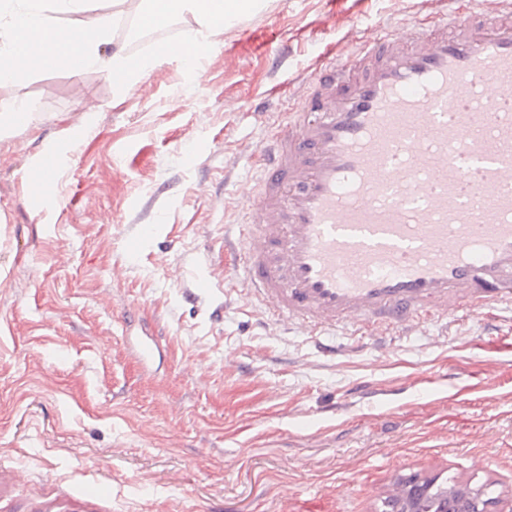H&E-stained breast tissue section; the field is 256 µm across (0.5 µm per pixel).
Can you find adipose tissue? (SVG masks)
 Returning a JSON list of instances; mask_svg holds the SVG:
<instances>
[{
    "instance_id": "1",
    "label": "adipose tissue",
    "mask_w": 512,
    "mask_h": 512,
    "mask_svg": "<svg viewBox=\"0 0 512 512\" xmlns=\"http://www.w3.org/2000/svg\"><path fill=\"white\" fill-rule=\"evenodd\" d=\"M263 6V0H139L136 19L139 27L148 29L192 15L197 25L186 31L185 40L203 50L209 46V35L259 12ZM69 13L79 14L77 27L93 30L92 39L75 40V27L65 26L61 20ZM113 23V15L102 12L94 0H19L11 10L0 9V84L19 76V68L11 61L27 55L34 56V67L39 71L96 69L123 74L127 84H134L157 60L152 57L134 63L119 49L103 57L99 46Z\"/></svg>"
}]
</instances>
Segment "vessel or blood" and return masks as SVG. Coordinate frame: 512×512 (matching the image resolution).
I'll return each instance as SVG.
<instances>
[{
	"mask_svg": "<svg viewBox=\"0 0 512 512\" xmlns=\"http://www.w3.org/2000/svg\"><path fill=\"white\" fill-rule=\"evenodd\" d=\"M257 151L224 239L251 304L315 336L512 308V0L327 50ZM60 164L42 157L32 195Z\"/></svg>",
	"mask_w": 512,
	"mask_h": 512,
	"instance_id": "obj_1",
	"label": "vessel or blood"
}]
</instances>
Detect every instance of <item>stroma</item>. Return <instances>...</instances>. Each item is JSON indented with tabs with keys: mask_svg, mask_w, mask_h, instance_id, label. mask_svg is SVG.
Returning a JSON list of instances; mask_svg holds the SVG:
<instances>
[{
	"mask_svg": "<svg viewBox=\"0 0 512 512\" xmlns=\"http://www.w3.org/2000/svg\"><path fill=\"white\" fill-rule=\"evenodd\" d=\"M437 8L269 0L198 74L169 57L126 90L98 70L0 84L31 122L0 133V512H378L410 472L512 498V311L389 344L340 327L330 360L225 278L224 227L307 72ZM194 24L123 13L101 50L141 59ZM51 150L47 202L25 174Z\"/></svg>",
	"mask_w": 512,
	"mask_h": 512,
	"instance_id": "stroma-1",
	"label": "stroma"
}]
</instances>
